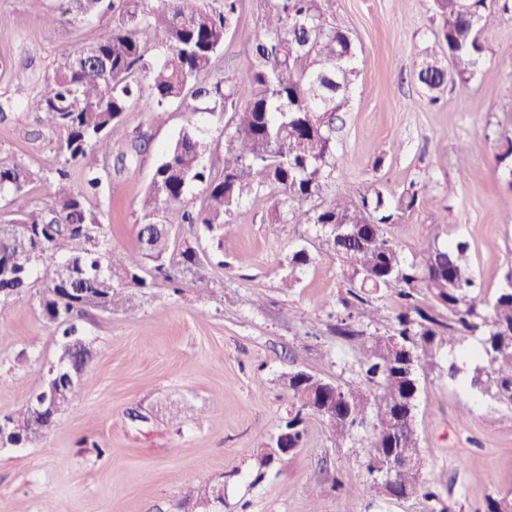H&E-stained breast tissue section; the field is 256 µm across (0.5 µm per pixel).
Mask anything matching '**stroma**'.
<instances>
[{
    "label": "stroma",
    "instance_id": "obj_1",
    "mask_svg": "<svg viewBox=\"0 0 512 512\" xmlns=\"http://www.w3.org/2000/svg\"><path fill=\"white\" fill-rule=\"evenodd\" d=\"M65 8L66 0H44V12L59 17L50 30L28 0H0L11 19L0 28V159L38 172L26 200L42 207L52 203L58 157L35 104L62 55L112 24L108 14L71 22ZM264 9L263 0H241L210 79L247 70ZM329 20L349 33L358 76L336 132L328 192L356 201L373 184L420 185L421 203L386 227L402 259L465 241L483 294L493 297L512 270V209L495 160L512 145V19L483 33L488 63L466 97L447 87L435 102L417 80L433 39L427 0H334ZM149 107L143 99L126 114L129 136L150 140L136 163L90 156L69 168L77 186L85 169L106 164L89 206L125 252L137 247L138 202L164 145L191 129L207 139L213 162L224 156L209 113L175 103L157 125ZM275 196L268 189L244 199L215 240L183 223L179 209L167 211L180 246L196 248L211 293L198 294L187 272L131 289L135 317L86 308L81 325L93 359L54 426L26 447L0 450V512H192L183 491L205 481L223 490L222 512H482L488 498L512 491V409L468 393L443 367L420 373L415 410L421 471L436 500L349 493L370 478L368 432L339 443L312 416L294 453L258 469L259 448L288 415V373L361 381L354 344L337 336L325 309L345 297L348 273L319 228L279 217ZM300 249L309 261L290 269ZM60 354L37 303L1 306L0 411L25 409ZM132 409L141 420L129 419ZM92 442L99 453L87 451Z\"/></svg>",
    "mask_w": 512,
    "mask_h": 512
}]
</instances>
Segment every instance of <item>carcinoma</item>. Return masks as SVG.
Wrapping results in <instances>:
<instances>
[{
	"instance_id": "carcinoma-1",
	"label": "carcinoma",
	"mask_w": 512,
	"mask_h": 512,
	"mask_svg": "<svg viewBox=\"0 0 512 512\" xmlns=\"http://www.w3.org/2000/svg\"><path fill=\"white\" fill-rule=\"evenodd\" d=\"M239 2L70 0L69 11L76 18L112 12V27L65 54L36 103L64 167L56 169L52 206L25 202L13 210L15 217L0 221V261L21 272L12 281H0V305L28 295L33 274L39 272L44 288L38 305L46 322L60 331L64 376L80 373L90 358L80 324L85 307L132 315L135 306L124 289L148 287L147 273L173 282L176 268L199 266V255L190 246L180 251L177 263L171 262L176 244L163 213L180 207L185 223L199 224L215 237L245 198L275 189L279 215L321 228L328 250L349 272L347 314L337 318L336 334L350 339L364 335L354 325L372 314V292L385 290L402 305L392 334L365 339L353 349L366 379L381 389L380 399L363 387L338 385L330 406L323 395L332 383L301 371L288 374L291 411L282 427L288 429L289 447L303 443L306 415L316 417L338 441L370 420L366 447L371 479L349 491L380 493L377 475L396 453L415 461L397 474L396 482L410 496L434 500L435 492L422 479L414 425L418 373L438 366L443 352L451 354L473 337L478 341L470 356L474 368L467 373L450 358L448 378L465 373L472 390L512 407V270L490 300L482 297L465 260L464 242L429 247L418 263L403 261L384 225L418 205L419 191L412 186L399 193L371 186L357 202L323 197L334 169L336 121L350 102L349 89L358 74L351 38L327 23L333 0H264V32L249 44L246 72L234 80H200L236 25ZM429 2L436 28L417 79L434 103V93L449 84L462 93L480 73L485 64L482 34L512 14V0ZM156 39L166 52L153 60L150 42ZM144 96L154 124L165 122L172 102L188 112L201 111L200 103L211 104L207 112L224 135V159L221 172L214 173L209 143L182 130L164 150L139 200L143 222L137 230L138 249L123 253L112 249L97 214L86 206L102 185L100 172L93 167L85 171L77 190L65 165L89 155L109 159L125 135L132 102ZM143 138L127 140L118 160L135 161ZM38 178L17 161L0 160V200L8 197L13 204L24 199L26 188ZM193 187L201 188L200 196H190ZM313 200L316 204L303 207ZM50 252L67 255L68 263L39 266ZM76 390L74 385L52 399V415L70 406ZM44 399L35 394L24 412L5 415L15 446L32 442L50 427L38 413ZM213 494L212 485L198 484L187 489L185 498L204 510ZM484 512H512V492L489 498Z\"/></svg>"
}]
</instances>
